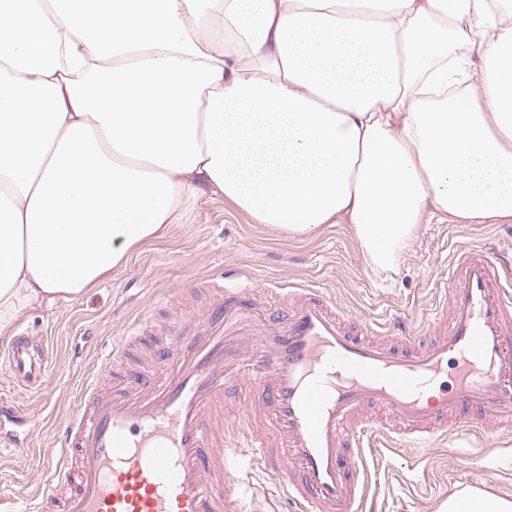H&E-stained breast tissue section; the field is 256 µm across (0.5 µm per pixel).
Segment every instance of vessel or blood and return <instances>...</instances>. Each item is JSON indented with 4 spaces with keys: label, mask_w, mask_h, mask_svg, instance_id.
Masks as SVG:
<instances>
[{
    "label": "vessel or blood",
    "mask_w": 512,
    "mask_h": 512,
    "mask_svg": "<svg viewBox=\"0 0 512 512\" xmlns=\"http://www.w3.org/2000/svg\"><path fill=\"white\" fill-rule=\"evenodd\" d=\"M198 315L147 318L84 385L37 512H247L238 472H266L290 512H364L365 438L430 451L441 436L512 431V264L463 245L418 326L392 342L325 293L286 290L269 310L210 281ZM148 341L152 362L129 358ZM12 376L39 390L54 359L27 337Z\"/></svg>",
    "instance_id": "b4317fda"
}]
</instances>
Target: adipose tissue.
Segmentation results:
<instances>
[{"instance_id": "1", "label": "adipose tissue", "mask_w": 512, "mask_h": 512, "mask_svg": "<svg viewBox=\"0 0 512 512\" xmlns=\"http://www.w3.org/2000/svg\"><path fill=\"white\" fill-rule=\"evenodd\" d=\"M396 267L512 222L506 0H0V337L170 236L203 187ZM440 512H512L475 488Z\"/></svg>"}]
</instances>
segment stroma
<instances>
[{
  "mask_svg": "<svg viewBox=\"0 0 512 512\" xmlns=\"http://www.w3.org/2000/svg\"><path fill=\"white\" fill-rule=\"evenodd\" d=\"M460 243L512 262V223L432 219L421 226L399 265L382 272L366 261L349 225L326 224L310 236H287L203 189L171 235L146 244L125 270L78 300L36 307L17 319L14 335L49 342L56 371L44 394L37 395L0 363V401L22 412L20 419L0 422V512H31L59 429L88 376L104 366L113 343L127 335L134 320L147 314L160 326L168 308L199 310L201 297L187 292L188 283L249 278L259 298L270 302L277 288H318L347 315L381 326L391 314L414 319L432 301L434 283L447 275L448 256ZM484 468L487 479L473 481L449 464L443 449L428 455L386 449L369 465L368 504L375 512H439L450 494L470 485L512 497V436L489 447Z\"/></svg>",
  "mask_w": 512,
  "mask_h": 512,
  "instance_id": "35a3bbf8",
  "label": "stroma"
}]
</instances>
